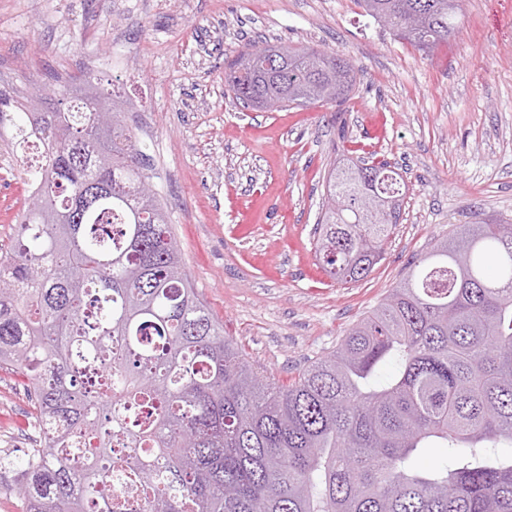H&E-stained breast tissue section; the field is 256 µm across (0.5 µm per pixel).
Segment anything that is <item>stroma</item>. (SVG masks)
I'll list each match as a JSON object with an SVG mask.
<instances>
[{"label":"stroma","mask_w":512,"mask_h":512,"mask_svg":"<svg viewBox=\"0 0 512 512\" xmlns=\"http://www.w3.org/2000/svg\"><path fill=\"white\" fill-rule=\"evenodd\" d=\"M253 41L342 55L356 85L341 103L243 109L224 67ZM0 75L20 95H113L198 294L284 385L457 225L512 222V0H463L455 36L429 52L355 0H0ZM370 155L406 193L383 260L344 284L320 268L314 228L329 169ZM32 413L0 369V421Z\"/></svg>","instance_id":"35a3bbf8"}]
</instances>
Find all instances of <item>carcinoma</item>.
I'll return each instance as SVG.
<instances>
[{
    "label": "carcinoma",
    "mask_w": 512,
    "mask_h": 512,
    "mask_svg": "<svg viewBox=\"0 0 512 512\" xmlns=\"http://www.w3.org/2000/svg\"><path fill=\"white\" fill-rule=\"evenodd\" d=\"M423 51L457 31L460 0H357ZM251 47L224 69L244 108L342 102L355 69L312 46ZM20 101L0 90V135L42 167L10 246L0 247V369L33 388L52 425L24 455L25 512H126L105 498L129 483L132 512H512V224H460L336 350L287 385L269 380L200 299L162 203L144 186V145L117 112L67 92ZM387 162L326 178L316 252L358 282L398 221L364 205L401 191ZM393 366L381 379L379 368ZM95 439L85 465L64 452ZM431 446L446 460L423 470Z\"/></svg>",
    "instance_id": "cac0c4a2"
}]
</instances>
